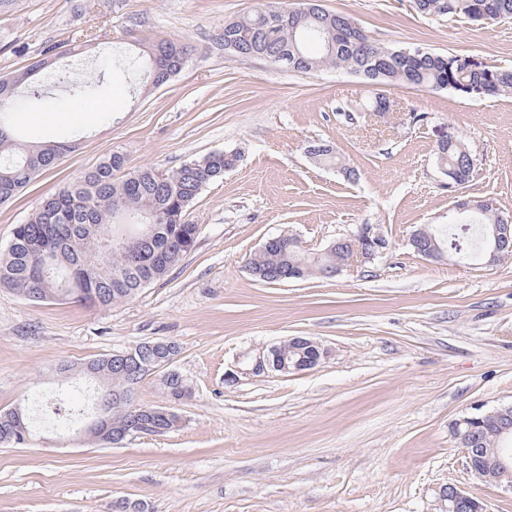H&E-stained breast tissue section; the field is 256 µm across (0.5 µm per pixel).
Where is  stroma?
<instances>
[{"instance_id": "obj_1", "label": "stroma", "mask_w": 512, "mask_h": 512, "mask_svg": "<svg viewBox=\"0 0 512 512\" xmlns=\"http://www.w3.org/2000/svg\"><path fill=\"white\" fill-rule=\"evenodd\" d=\"M264 2L0 0V77L48 46L59 52L19 87L14 125L32 142L72 144L0 205V252L46 197L113 153L162 171L217 151L240 156L187 212L194 250L134 298L91 308L0 289V409L34 418L40 396L79 403L88 381L61 377L58 364L158 339L177 345L173 367L191 387L181 425L164 435L112 447L47 425L29 445L0 446V512H115L121 502L129 512H442L451 484L488 512H512L511 491L468 475L452 434L474 408L512 404V257L428 260L409 244L417 229L451 224L458 199L489 198L512 217V94L390 86V109L376 115L375 90L349 71L225 52V23ZM321 2L381 45L512 67V20L453 22L413 0ZM161 40L187 46L188 58L156 87L147 52ZM77 80L103 84L107 112L64 117ZM448 135L476 161L469 184L449 187L438 163ZM314 143L339 166L310 159ZM363 224L388 240L383 257L281 284L249 271L269 237L319 254ZM295 336L325 348L319 366L253 373L259 353Z\"/></svg>"}]
</instances>
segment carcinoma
<instances>
[{
    "label": "carcinoma",
    "instance_id": "carcinoma-1",
    "mask_svg": "<svg viewBox=\"0 0 512 512\" xmlns=\"http://www.w3.org/2000/svg\"><path fill=\"white\" fill-rule=\"evenodd\" d=\"M424 14L451 20L484 15L487 21L512 19V0H414ZM224 50L238 57L261 55L288 59V68L309 72L345 69L372 87L410 85L449 90L473 98L512 94V68L490 65L473 55L437 54L390 48L372 41L350 17L330 12L319 0H300L294 7L264 6L224 24ZM187 61L184 45L162 41L149 54L148 77L155 85L176 76ZM14 97L0 96V203L15 198L43 171L55 166L53 154L71 146L61 142L22 141L11 122ZM437 158L458 186L474 180L475 159L457 139L438 145ZM125 160L113 154L79 179L48 198L26 223L16 227L7 251L0 256V288L25 298L77 299L93 306H114L133 298L142 288L164 278L197 243L199 228L186 221L191 204L203 188L224 178V153L215 152L156 175L152 168L124 170ZM462 214H480L469 261L482 252L494 225L503 218L491 206L456 201ZM344 259L341 251L310 256L293 238L281 236L250 258L249 269L264 283L280 274L287 279L327 271ZM101 395L122 392L126 381L108 375L100 380ZM168 400L190 395L185 380L163 385ZM140 416L163 435L171 430L160 415L163 406L140 405ZM476 429L480 458H495L500 440L496 416L484 413ZM133 417L129 407L112 399L103 418L112 431L123 430ZM36 426L17 420L14 409H0V445L28 444Z\"/></svg>",
    "mask_w": 512,
    "mask_h": 512
}]
</instances>
